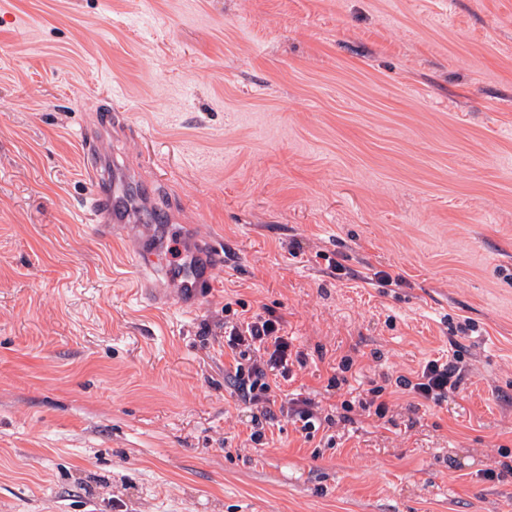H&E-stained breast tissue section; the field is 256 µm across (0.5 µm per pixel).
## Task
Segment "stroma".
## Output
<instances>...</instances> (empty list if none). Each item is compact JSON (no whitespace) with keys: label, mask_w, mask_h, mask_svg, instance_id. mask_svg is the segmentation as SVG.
<instances>
[{"label":"stroma","mask_w":512,"mask_h":512,"mask_svg":"<svg viewBox=\"0 0 512 512\" xmlns=\"http://www.w3.org/2000/svg\"><path fill=\"white\" fill-rule=\"evenodd\" d=\"M88 128L133 175L109 239ZM142 247L181 307L118 275ZM270 312L310 440L232 388L225 323ZM456 353L445 401L367 408ZM506 463L512 0H0V512H512ZM189 280L192 296L199 301L205 299L213 289V282L209 277V267L201 260L195 268L189 270ZM291 404L292 415L295 416L296 422L301 423L300 430L305 433L306 438L314 436V432L319 429L316 427V416L312 410V402L308 399H289Z\"/></svg>","instance_id":"35a3bbf8"}]
</instances>
